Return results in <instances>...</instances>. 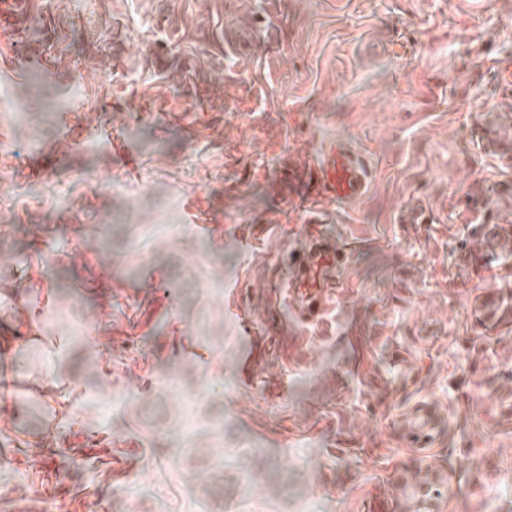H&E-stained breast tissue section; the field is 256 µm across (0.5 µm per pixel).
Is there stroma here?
<instances>
[{"label":"stroma","mask_w":512,"mask_h":512,"mask_svg":"<svg viewBox=\"0 0 512 512\" xmlns=\"http://www.w3.org/2000/svg\"><path fill=\"white\" fill-rule=\"evenodd\" d=\"M510 61L512 0H0V512H512V245L459 259ZM339 136L369 189L312 205ZM348 243L341 238L333 241H312L304 249L292 252V265L297 266L300 280L288 288L313 287L324 268L336 269V288H343L341 272L348 256Z\"/></svg>","instance_id":"35a3bbf8"}]
</instances>
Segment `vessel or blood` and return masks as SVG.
I'll return each mask as SVG.
<instances>
[{"instance_id":"b4317fda","label":"vessel or blood","mask_w":512,"mask_h":512,"mask_svg":"<svg viewBox=\"0 0 512 512\" xmlns=\"http://www.w3.org/2000/svg\"><path fill=\"white\" fill-rule=\"evenodd\" d=\"M316 173L323 198L333 202L351 203L360 199L370 183L367 163L342 138L324 153ZM348 253L347 242L340 238L314 241L293 253L292 263L301 277L299 285L307 290L306 295L297 299L298 309L304 318L313 320L321 316L324 300L309 295L308 290L316 284L323 269H343Z\"/></svg>"}]
</instances>
